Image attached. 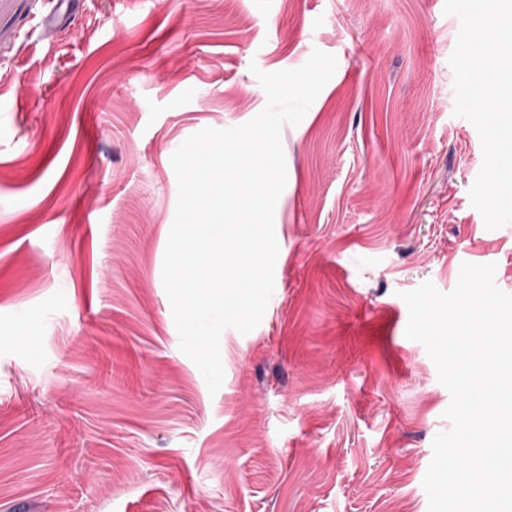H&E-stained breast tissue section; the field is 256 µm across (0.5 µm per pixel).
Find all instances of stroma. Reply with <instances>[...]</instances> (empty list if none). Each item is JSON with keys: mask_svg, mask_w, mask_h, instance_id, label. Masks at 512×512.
<instances>
[{"mask_svg": "<svg viewBox=\"0 0 512 512\" xmlns=\"http://www.w3.org/2000/svg\"><path fill=\"white\" fill-rule=\"evenodd\" d=\"M445 0H0V512H428L451 396L401 294L492 263ZM337 69L284 125L274 289L210 392L162 281L194 133L252 67Z\"/></svg>", "mask_w": 512, "mask_h": 512, "instance_id": "1", "label": "stroma"}]
</instances>
